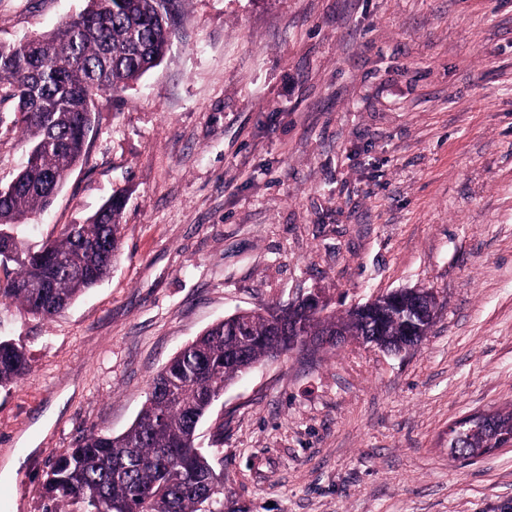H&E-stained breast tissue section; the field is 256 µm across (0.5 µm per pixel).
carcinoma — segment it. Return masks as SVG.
I'll return each mask as SVG.
<instances>
[{
  "label": "carcinoma",
  "instance_id": "carcinoma-1",
  "mask_svg": "<svg viewBox=\"0 0 512 512\" xmlns=\"http://www.w3.org/2000/svg\"><path fill=\"white\" fill-rule=\"evenodd\" d=\"M56 29L17 43H0V93L17 103L29 142L25 166L0 186V303L18 302L50 318L112 270L122 247L124 198H112L87 224H66L59 237L32 250L28 221L50 204L88 149L92 115L87 100L116 96L166 55L182 21V0H86ZM314 333L340 323L351 336L405 338L397 320L377 321L350 310L310 320ZM262 310L238 330L218 322L157 374L132 426L113 436L93 433L60 454L41 487L43 512H224L212 489V448L196 444L200 423L224 386L269 357L252 344L242 361L230 359L239 336H266ZM30 365L23 348L0 338V387L18 383Z\"/></svg>",
  "mask_w": 512,
  "mask_h": 512
}]
</instances>
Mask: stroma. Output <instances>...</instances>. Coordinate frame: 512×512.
Returning <instances> with one entry per match:
<instances>
[{"mask_svg":"<svg viewBox=\"0 0 512 512\" xmlns=\"http://www.w3.org/2000/svg\"><path fill=\"white\" fill-rule=\"evenodd\" d=\"M85 0H0V42ZM164 60L95 99L86 161L31 247L125 199L110 275L44 319L0 303L29 373L0 388V474L43 512L48 466L125 432L212 324L317 291L335 314L405 288L432 327L394 354L310 346L228 385L198 428L224 512H512V447L448 426L512 407V0H184ZM0 98V185L27 159Z\"/></svg>","mask_w":512,"mask_h":512,"instance_id":"35a3bbf8","label":"stroma"}]
</instances>
